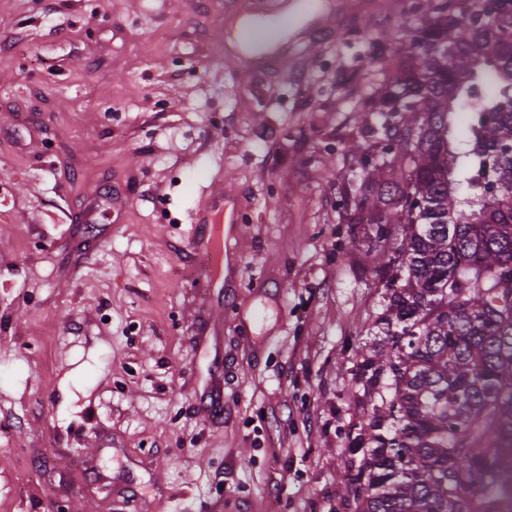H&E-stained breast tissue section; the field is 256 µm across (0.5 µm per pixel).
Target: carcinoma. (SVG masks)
<instances>
[{
	"instance_id": "carcinoma-1",
	"label": "carcinoma",
	"mask_w": 512,
	"mask_h": 512,
	"mask_svg": "<svg viewBox=\"0 0 512 512\" xmlns=\"http://www.w3.org/2000/svg\"><path fill=\"white\" fill-rule=\"evenodd\" d=\"M414 9L402 68L373 97L396 144L365 156L355 202L378 189L373 223L398 238L344 480L356 512H512V0Z\"/></svg>"
}]
</instances>
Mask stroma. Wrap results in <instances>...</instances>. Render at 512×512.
<instances>
[{"label": "stroma", "mask_w": 512, "mask_h": 512, "mask_svg": "<svg viewBox=\"0 0 512 512\" xmlns=\"http://www.w3.org/2000/svg\"><path fill=\"white\" fill-rule=\"evenodd\" d=\"M411 2L0 0V512H356L394 242L354 201ZM224 202L214 197L203 210V217H197L191 225L193 247L204 251L212 260L215 275L220 281L223 275L224 226L222 223Z\"/></svg>", "instance_id": "35a3bbf8"}]
</instances>
